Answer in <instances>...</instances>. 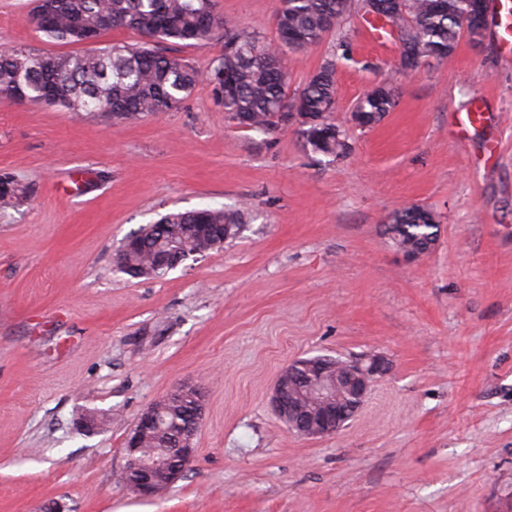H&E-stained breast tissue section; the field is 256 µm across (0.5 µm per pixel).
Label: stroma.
<instances>
[{"label":"stroma","mask_w":512,"mask_h":512,"mask_svg":"<svg viewBox=\"0 0 512 512\" xmlns=\"http://www.w3.org/2000/svg\"><path fill=\"white\" fill-rule=\"evenodd\" d=\"M277 0H214L225 23L274 39ZM0 0V48L75 53ZM335 160L291 124L228 120L207 84L168 112L104 127L88 114L0 100V173L28 183L0 209V512H512V60L492 37L409 71L363 20L345 24ZM335 36L287 52L290 92ZM390 82L376 126L358 98ZM483 99L470 144L448 114ZM497 143L487 153L486 140ZM419 205L434 247L405 261L388 215ZM239 210L223 248L161 279L116 266L123 239L160 215ZM379 355L390 370L337 433L288 431L270 406L290 362ZM205 395L194 454L164 494L119 485L138 415L176 384ZM111 412L82 435L84 410ZM396 104L397 96L391 85H375L358 100L352 111V120L361 129L372 128L391 112Z\"/></svg>","instance_id":"obj_1"}]
</instances>
